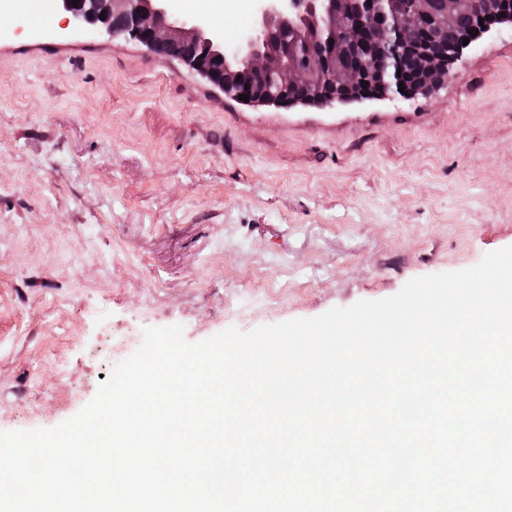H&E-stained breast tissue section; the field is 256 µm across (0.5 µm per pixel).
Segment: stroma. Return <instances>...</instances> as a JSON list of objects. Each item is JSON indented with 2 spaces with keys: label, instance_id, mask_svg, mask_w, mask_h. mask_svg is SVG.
<instances>
[{
  "label": "stroma",
  "instance_id": "stroma-1",
  "mask_svg": "<svg viewBox=\"0 0 512 512\" xmlns=\"http://www.w3.org/2000/svg\"><path fill=\"white\" fill-rule=\"evenodd\" d=\"M0 9V431L52 428L148 327L197 343L398 293L512 246V23L410 99L288 109ZM238 41L254 0H182Z\"/></svg>",
  "mask_w": 512,
  "mask_h": 512
}]
</instances>
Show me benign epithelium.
<instances>
[{"label":"benign epithelium","instance_id":"benign-epithelium-1","mask_svg":"<svg viewBox=\"0 0 512 512\" xmlns=\"http://www.w3.org/2000/svg\"><path fill=\"white\" fill-rule=\"evenodd\" d=\"M61 2L89 26L166 49L234 99L247 93L253 105L278 107L423 93L453 75L463 40L475 41L470 33L480 36L495 24L512 23V0H443L437 12L432 0H257L258 25L228 47L201 21L170 20L168 0ZM464 13L472 17L470 30L448 39V29ZM380 26L384 35L378 39L372 33ZM421 26L444 51L410 43V32ZM346 55H361L365 64L345 68ZM407 56L416 59L417 74L401 92L395 77Z\"/></svg>","mask_w":512,"mask_h":512}]
</instances>
